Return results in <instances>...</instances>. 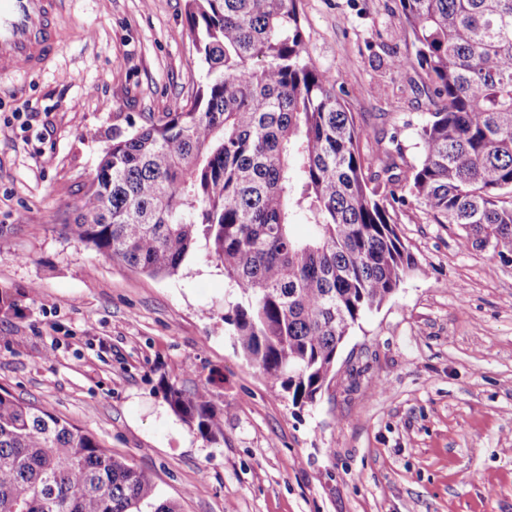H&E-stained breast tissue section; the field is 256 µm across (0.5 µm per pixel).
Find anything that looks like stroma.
<instances>
[{
  "mask_svg": "<svg viewBox=\"0 0 512 512\" xmlns=\"http://www.w3.org/2000/svg\"><path fill=\"white\" fill-rule=\"evenodd\" d=\"M398 0H299L311 61L408 163L431 83L398 33ZM68 39L45 70L0 76V389L90 431L181 512H512V263L458 245L410 203L418 269L350 331L336 378L293 409L234 350L237 300L198 244L155 276L65 235L112 133L179 110L205 81L186 0H65ZM374 142L365 153L375 152ZM224 440L168 406L163 382L212 374Z\"/></svg>",
  "mask_w": 512,
  "mask_h": 512,
  "instance_id": "1",
  "label": "stroma"
}]
</instances>
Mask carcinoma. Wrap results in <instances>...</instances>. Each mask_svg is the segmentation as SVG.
<instances>
[{
    "label": "carcinoma",
    "mask_w": 512,
    "mask_h": 512,
    "mask_svg": "<svg viewBox=\"0 0 512 512\" xmlns=\"http://www.w3.org/2000/svg\"><path fill=\"white\" fill-rule=\"evenodd\" d=\"M399 32L432 86L410 165L395 139L374 164L366 129L306 51L298 0H188L206 82L177 112L112 133L67 234L152 275L198 241L239 296L234 348L295 408L336 377L350 329L416 271L398 213L416 201L464 249L512 262V0H398ZM311 226L293 232L292 217ZM22 313L0 292V311ZM206 382L166 384L172 412L210 443L224 413ZM0 512H180L92 433L0 392Z\"/></svg>",
    "instance_id": "carcinoma-1"
}]
</instances>
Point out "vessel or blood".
Returning <instances> with one entry per match:
<instances>
[{
	"label": "vessel or blood",
	"mask_w": 512,
	"mask_h": 512,
	"mask_svg": "<svg viewBox=\"0 0 512 512\" xmlns=\"http://www.w3.org/2000/svg\"><path fill=\"white\" fill-rule=\"evenodd\" d=\"M62 0H0V75L45 69L64 47Z\"/></svg>",
	"instance_id": "b4317fda"
}]
</instances>
